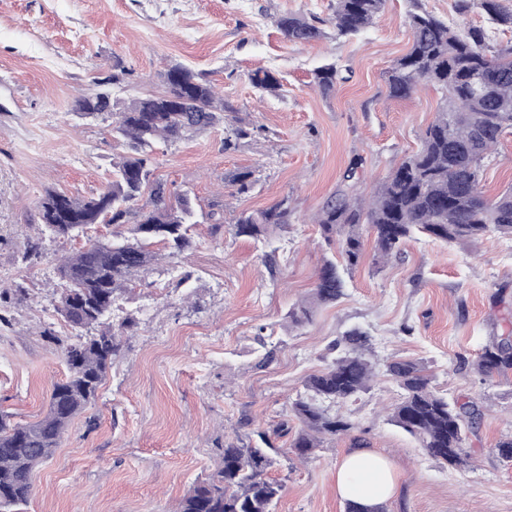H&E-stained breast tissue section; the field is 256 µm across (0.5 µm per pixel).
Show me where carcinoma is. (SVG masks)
Masks as SVG:
<instances>
[{"mask_svg": "<svg viewBox=\"0 0 512 512\" xmlns=\"http://www.w3.org/2000/svg\"><path fill=\"white\" fill-rule=\"evenodd\" d=\"M387 0H336L331 24L339 37L355 36L374 23ZM491 22L512 29V10L500 0H480ZM283 36L294 43H311L324 36L323 20L284 14L275 20ZM412 42L396 59L387 76L388 96L406 98L423 83L442 93L443 105L420 136L415 153L394 167L366 199L349 184L362 158L353 159L343 174L344 187L321 208L316 223L326 238L334 237L346 269L364 257L362 225L373 230L376 269L397 256L416 235L446 244L476 242L491 235L512 237V189L493 198L482 189L486 162L512 129V41L489 47L487 30L457 29L426 11L408 16ZM482 78L483 94L476 95L472 79ZM346 80L336 64L319 68L315 86L330 95ZM161 95L120 101L105 89L81 96L77 107L85 116L112 117V137L128 151L112 166V180L96 196L79 199L50 190L41 199L32 225L38 235L26 240L24 257L38 253L43 237H77L90 224H132L105 241L88 243L62 256L56 266L63 286L56 290L55 309L75 333L60 338L47 326L42 336L58 346L68 369L65 381L53 386L48 410L40 419L18 423L0 414V512L28 501L35 468L60 447L72 422L97 398L107 370L121 352L119 337L132 326L126 318L108 323L127 293L132 277L145 271L157 254L150 246L161 243L175 252L191 246L189 225L198 223L197 208L186 193L171 191L155 174V150L160 142L177 143L212 127L217 113L232 107L216 95L211 82L182 65L164 74ZM257 89L275 94L282 84L277 74L260 69L251 74ZM254 171L236 170L224 177L238 194L255 184ZM286 200L262 210L242 211L229 231L236 236L271 240L270 231L288 223ZM345 280L332 262H326L310 297L290 314L295 326L312 320L316 309L334 304L344 295ZM341 354L304 381V394L290 406L299 422L290 452L299 459L315 453L325 439L350 434L355 425L325 404H346L370 388L374 376L368 358L371 339L359 328L346 331ZM482 381L512 374V337L492 336L476 361ZM389 374L404 394L391 421L416 438L431 457L460 467L470 450L468 433L480 410L470 402H450L431 389L425 365L397 359ZM258 440L237 437L224 442L221 464L207 479L196 483L180 499L175 512H274L284 485L269 472L279 465L281 450L260 431Z\"/></svg>", "mask_w": 512, "mask_h": 512, "instance_id": "obj_1", "label": "carcinoma"}]
</instances>
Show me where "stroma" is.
<instances>
[{"instance_id": "35a3bbf8", "label": "stroma", "mask_w": 512, "mask_h": 512, "mask_svg": "<svg viewBox=\"0 0 512 512\" xmlns=\"http://www.w3.org/2000/svg\"><path fill=\"white\" fill-rule=\"evenodd\" d=\"M333 0H0V283L21 285L23 301L0 305V411L14 421L45 413L67 369L41 334L72 329L54 309L59 257L108 237L94 224L76 239H48L40 257L23 259L25 235L49 190L101 192L123 153L111 120L74 112L100 80L127 70L113 97L164 90L163 74L183 64L214 82L231 106L214 127L173 145L158 144L156 173L197 203L193 244L164 256L136 279L118 311L133 326L98 396L74 420L52 459L36 468L34 495L20 512H174L194 482L220 465L225 440L297 428L288 416L305 378L326 366L329 346L353 327L372 337L375 379L358 400L333 405L353 434L324 441L305 461L281 460L272 475L283 496L274 512H345L336 492L342 455L363 439L396 475L385 512H512V461L498 441L512 436V378L481 381L474 364L492 335L512 330V239L481 244L407 241L375 270L374 236L346 274L345 294L288 328L287 313L307 298L325 261H340L313 218L341 185L354 156L367 195L419 146L441 96L422 87L387 95L386 74L411 45L410 12L489 27L480 4L458 15L454 0H389L358 37L289 42L275 25L294 12L328 19ZM336 64L344 80L322 95L314 70ZM277 71L280 95L258 91L249 76ZM243 120L256 132L225 149L226 130ZM257 178L244 194L224 186L227 172ZM489 195L512 188V132L487 163ZM288 228L271 242L234 236L239 212L281 200ZM422 361L448 400L473 401L484 415L469 435L472 458L451 468L391 422L402 388L387 364Z\"/></svg>"}]
</instances>
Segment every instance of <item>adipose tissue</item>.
Returning <instances> with one entry per match:
<instances>
[{
  "mask_svg": "<svg viewBox=\"0 0 512 512\" xmlns=\"http://www.w3.org/2000/svg\"><path fill=\"white\" fill-rule=\"evenodd\" d=\"M336 489L345 502L373 512L392 496L394 475L388 462L373 450L355 448L337 469Z\"/></svg>",
  "mask_w": 512,
  "mask_h": 512,
  "instance_id": "1",
  "label": "adipose tissue"
}]
</instances>
